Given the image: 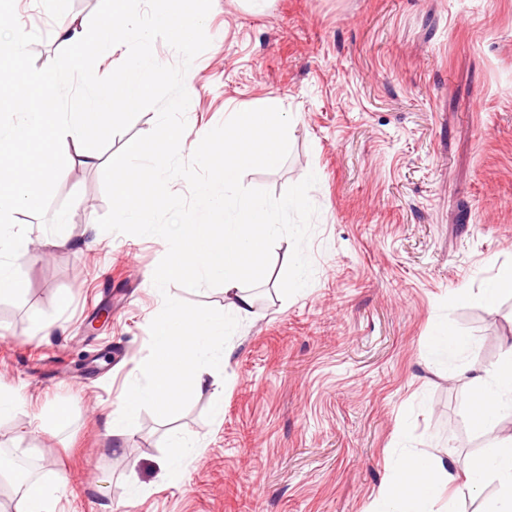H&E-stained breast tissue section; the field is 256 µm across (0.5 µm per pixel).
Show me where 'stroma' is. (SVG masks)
Instances as JSON below:
<instances>
[{"label":"stroma","instance_id":"35a3bbf8","mask_svg":"<svg viewBox=\"0 0 512 512\" xmlns=\"http://www.w3.org/2000/svg\"><path fill=\"white\" fill-rule=\"evenodd\" d=\"M100 0H15L42 38L36 67L62 48L63 24L88 23ZM211 39L187 72L192 102L181 153L190 156L226 113L282 104L280 167H255L239 192L278 204L306 187L300 212L278 215L266 258L246 273L254 313L224 338L232 356L218 389H186L168 417L143 407L114 451L119 412L154 351L164 295L227 310L223 287L173 284L153 273L157 236L106 233L101 165L67 144L52 201L74 198L67 246L16 213L35 258L18 270L20 302L0 301V388L22 403L0 419V451L33 474L66 473L55 512H378L404 450L472 454L470 384L424 358L436 329L471 341L472 373L512 349V297L456 302L512 268V0H212ZM305 286L284 288L289 264ZM51 334L33 332L35 323ZM67 405V426L33 432L35 417ZM204 441L175 478L169 432Z\"/></svg>","mask_w":512,"mask_h":512}]
</instances>
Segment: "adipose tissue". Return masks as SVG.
<instances>
[{
  "label": "adipose tissue",
  "instance_id": "1",
  "mask_svg": "<svg viewBox=\"0 0 512 512\" xmlns=\"http://www.w3.org/2000/svg\"><path fill=\"white\" fill-rule=\"evenodd\" d=\"M281 116L275 100L250 111L231 113L223 139L212 143V150L224 155V195L215 197L212 187L203 182L195 184L194 193L223 211L224 221L183 222L177 253L164 267L162 277L223 282L232 313L186 316L169 311L154 318V352L139 368L143 380L130 387L120 411L106 425V434L115 446L126 443L142 407H153L159 416H166L184 385L199 390L213 386L229 361L230 352L224 346L228 321L245 320L253 313V297L242 278L263 262L267 244L277 232V210L302 206L303 195L298 189L283 197L275 208L260 197L238 192L241 175L248 168L262 165L274 169L280 165L284 149L278 130ZM468 347L467 337L452 327H442L432 339L428 361L447 365L450 377H469L474 387L469 420L480 432L495 435L491 451L478 459L451 458L445 462L411 451L403 453L394 465L396 478L382 489L386 512H437L447 483L460 476L475 491L486 483H497L498 495L491 512H512V435L501 438L495 434L500 421L512 414V351L491 369L473 375L460 362ZM68 483L63 474L50 479L31 474L11 481L12 512H54L56 503L69 490Z\"/></svg>",
  "mask_w": 512,
  "mask_h": 512
}]
</instances>
